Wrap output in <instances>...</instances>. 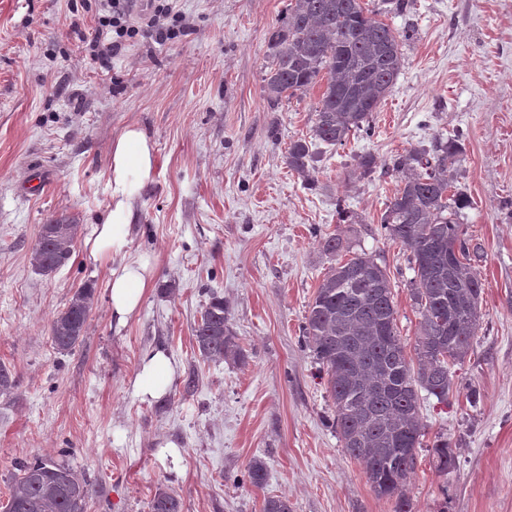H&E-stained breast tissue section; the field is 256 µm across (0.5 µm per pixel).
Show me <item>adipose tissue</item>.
<instances>
[{
	"label": "adipose tissue",
	"mask_w": 512,
	"mask_h": 512,
	"mask_svg": "<svg viewBox=\"0 0 512 512\" xmlns=\"http://www.w3.org/2000/svg\"><path fill=\"white\" fill-rule=\"evenodd\" d=\"M155 165L154 144L141 128L128 127L113 141L109 165L110 203L88 241L93 254L109 259L126 253L134 205L152 182ZM152 279V270L140 261H127L112 270L110 303L117 324H125L139 309ZM173 375V363L164 350L148 351L135 380L139 396L148 402L163 398L170 389Z\"/></svg>",
	"instance_id": "ef3b65f1"
}]
</instances>
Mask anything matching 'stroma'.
Returning a JSON list of instances; mask_svg holds the SVG:
<instances>
[{"instance_id":"35a3bbf8","label":"stroma","mask_w":512,"mask_h":512,"mask_svg":"<svg viewBox=\"0 0 512 512\" xmlns=\"http://www.w3.org/2000/svg\"><path fill=\"white\" fill-rule=\"evenodd\" d=\"M177 5L188 27L180 41L141 39L101 66L70 33L77 15L94 29V0H0V364L16 379L0 396V512L16 461L35 457L67 461L93 484L87 512H150L160 487L180 495L183 512H262L269 495L292 512H394L341 446L302 326L328 269L363 251L386 268L400 336L414 348L410 251L380 232L398 186L387 165L455 135L453 188L467 201L481 319L457 370L464 392L420 408L428 435L447 433L458 468L440 476L418 449L408 496L413 512H512V0H409L386 15L407 35L404 67L370 135L314 144L311 186L285 156L308 136L319 90L276 106L262 91L288 0ZM132 124L157 164L126 256L155 278L120 326L108 285L119 262L95 257L87 240L110 202V147ZM365 153L377 168L364 178L353 164ZM62 215L80 226L76 251L45 277L30 251ZM336 234L337 256L323 248ZM86 285L95 305L84 341L58 351L48 326ZM213 294L246 364L199 355L192 327ZM155 348L175 375L147 402L135 379ZM256 458L261 488L247 476Z\"/></svg>"}]
</instances>
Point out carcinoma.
I'll return each mask as SVG.
<instances>
[{"label":"carcinoma","instance_id":"cac0c4a2","mask_svg":"<svg viewBox=\"0 0 512 512\" xmlns=\"http://www.w3.org/2000/svg\"><path fill=\"white\" fill-rule=\"evenodd\" d=\"M387 14L365 0H289L288 12L268 42L270 69L263 92L272 105L323 84L312 117L311 138L330 146L372 130L373 112L390 93L402 68V35L379 19ZM318 157L306 139L288 146V168L312 181ZM461 162L456 139L435 140L392 161L401 175L381 227L411 253V297L420 315L415 356L406 353L397 326L394 294L384 267L366 252L325 273L309 304L303 337L326 377L334 407L333 426L344 452L363 465L373 492L395 500V512H411L407 487L417 465L425 429L420 392L438 402L454 391L452 367L472 350L480 319L482 282L470 265L463 227L465 201L449 194ZM79 225L60 217L42 226L31 265L43 275L64 267L75 252ZM458 245L437 277L423 256L439 245ZM94 289L84 286L49 325L55 348L70 352L82 341ZM192 335L202 358L246 362L224 299L211 295ZM434 470L457 468L448 435L438 433L429 449ZM250 483H266L264 463L253 460ZM93 490L63 461L21 460L11 477L6 512H87ZM179 495L158 489L151 512H182Z\"/></svg>","mask_w":512,"mask_h":512}]
</instances>
